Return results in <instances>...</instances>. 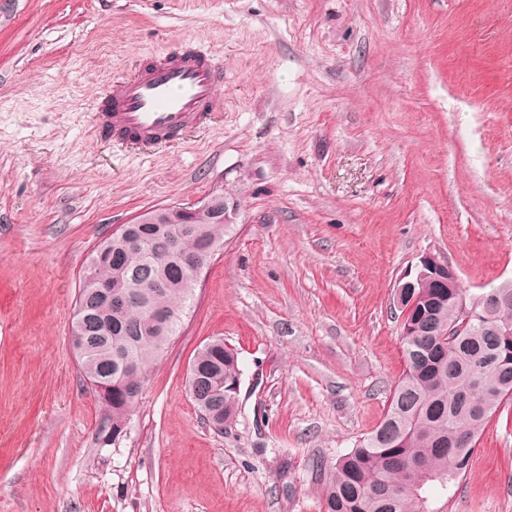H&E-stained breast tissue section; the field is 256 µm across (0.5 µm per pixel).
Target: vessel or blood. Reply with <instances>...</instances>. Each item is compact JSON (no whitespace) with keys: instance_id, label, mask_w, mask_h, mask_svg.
<instances>
[{"instance_id":"1","label":"vessel or blood","mask_w":512,"mask_h":512,"mask_svg":"<svg viewBox=\"0 0 512 512\" xmlns=\"http://www.w3.org/2000/svg\"><path fill=\"white\" fill-rule=\"evenodd\" d=\"M221 72L212 53L189 45L141 64L106 88L93 118L97 136L141 154L181 143L219 106Z\"/></svg>"}]
</instances>
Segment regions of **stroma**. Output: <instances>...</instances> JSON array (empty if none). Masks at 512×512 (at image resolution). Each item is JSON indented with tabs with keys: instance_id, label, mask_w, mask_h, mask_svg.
<instances>
[{
	"instance_id": "obj_1",
	"label": "stroma",
	"mask_w": 512,
	"mask_h": 512,
	"mask_svg": "<svg viewBox=\"0 0 512 512\" xmlns=\"http://www.w3.org/2000/svg\"><path fill=\"white\" fill-rule=\"evenodd\" d=\"M205 43L222 109L139 155L91 118L141 55ZM215 192L239 215L123 437L71 344L93 248ZM512 279V0H0V512H324L404 371L398 280L425 253ZM238 354L239 410L186 377ZM435 512H512V405ZM192 362L197 367L195 379L187 383L192 401L204 421L224 428L238 412V395L229 391L232 384L241 385L237 354L224 341L213 340L197 351ZM239 384L234 387L237 392Z\"/></svg>"
}]
</instances>
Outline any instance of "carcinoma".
Returning a JSON list of instances; mask_svg holds the SVG:
<instances>
[{
	"label": "carcinoma",
	"mask_w": 512,
	"mask_h": 512,
	"mask_svg": "<svg viewBox=\"0 0 512 512\" xmlns=\"http://www.w3.org/2000/svg\"><path fill=\"white\" fill-rule=\"evenodd\" d=\"M228 224H151L138 248L107 238L106 263L91 258L82 276L73 323L85 333L71 337L86 383L94 393L112 392V421L126 426L150 369L175 334L193 288L180 273L176 249L193 258L217 245ZM115 285L102 297L99 285ZM411 317L434 331L455 322L461 306L486 301L509 289L479 293L440 288L429 277L413 279ZM404 374L390 394L385 416L355 448L337 459L323 492L325 512H431L425 488L448 483L472 466L478 439L490 420L512 403V301L488 304L471 335L402 337ZM195 379L187 383L204 421L222 428L236 417L241 381L236 352L222 340L195 354Z\"/></svg>",
	"instance_id": "obj_1"
}]
</instances>
